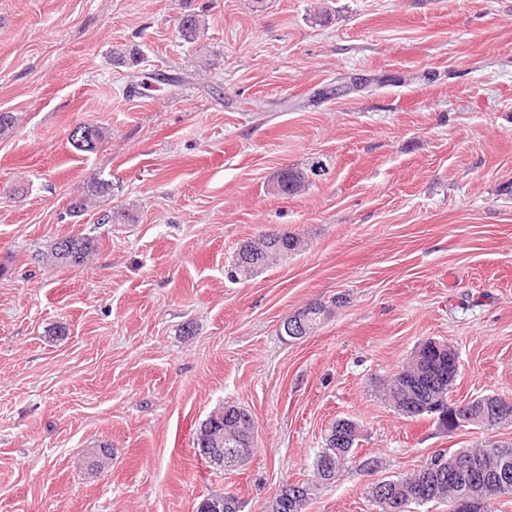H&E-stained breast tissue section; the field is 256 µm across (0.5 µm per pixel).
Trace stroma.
<instances>
[{
  "label": "stroma",
  "instance_id": "35a3bbf8",
  "mask_svg": "<svg viewBox=\"0 0 512 512\" xmlns=\"http://www.w3.org/2000/svg\"><path fill=\"white\" fill-rule=\"evenodd\" d=\"M187 10L208 27L194 44ZM120 44L136 55L117 65ZM141 72L183 83L141 98ZM352 77L367 86L328 95ZM0 112L18 118L0 139V512H196L228 489L265 512L341 418L379 468L346 466L305 512H377L372 482L512 441L378 392L433 338L458 352L457 401L512 398V0H0ZM85 122L106 134L78 152ZM287 167L308 184L274 194ZM95 179L111 194L71 216ZM111 208L129 221L99 223ZM271 230L308 245L228 280ZM88 232L89 266L38 262ZM315 301L328 320L281 336ZM230 402L257 435L226 471L194 438ZM206 28L201 15L195 11L184 12L178 19V32L187 43H196L205 36Z\"/></svg>",
  "mask_w": 512,
  "mask_h": 512
}]
</instances>
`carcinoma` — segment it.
Masks as SVG:
<instances>
[{
    "mask_svg": "<svg viewBox=\"0 0 512 512\" xmlns=\"http://www.w3.org/2000/svg\"><path fill=\"white\" fill-rule=\"evenodd\" d=\"M206 26L201 15L187 11L178 19V32L187 43H196L205 36ZM86 131L83 143L68 137L69 144L79 152H91L104 137L103 127L96 123H85ZM306 182L300 170L285 168L281 171L273 191L280 195H292ZM112 182L95 181L88 193L71 202L69 211L78 217L87 211L94 198L110 194ZM301 239L293 233H282L269 239L247 242L243 247L251 253L248 264L233 267V281H247L265 269L270 262L285 258L299 251ZM96 250L95 237L79 234L55 239L48 248L38 254V260L63 266H84ZM306 321L309 333L316 332L325 323L331 310L322 302H312L297 311ZM456 351L452 347L439 351L429 348L412 354L410 360L399 371L385 379L382 384L383 395L394 409H402L410 417L423 415L435 416L439 425L446 430L461 427L460 421L470 417L483 419L481 426L486 428L512 424V399L496 396L499 406L488 415L480 400L474 398L468 402L454 405V410L445 414L438 412L439 405L448 396V369L452 368ZM235 432L224 426V411L211 413L196 432V446L204 458H212L213 465L223 463L220 450L234 445ZM447 456L458 461L454 466L433 470L428 463L421 464L411 472L395 479L386 480V492L390 503L396 506L446 502L448 509L463 498H470L478 504H484L475 512H493L492 501L512 497V442H488L478 448H456L448 450ZM358 463L366 468L372 460L357 461L354 449L336 443V439H326L325 447L319 451L313 462L315 482L301 483L306 491H297L290 487L281 488L267 506V512H302L308 495L315 485L328 484L342 468L349 463ZM236 497L229 494H215L202 499L197 512H240Z\"/></svg>",
    "mask_w": 512,
    "mask_h": 512,
    "instance_id": "1",
    "label": "carcinoma"
}]
</instances>
